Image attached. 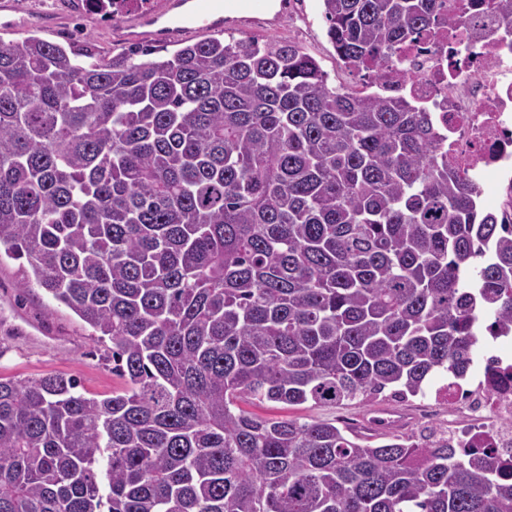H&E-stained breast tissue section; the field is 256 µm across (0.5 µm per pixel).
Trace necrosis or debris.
Segmentation results:
<instances>
[{"label":"necrosis or debris","instance_id":"1","mask_svg":"<svg viewBox=\"0 0 512 512\" xmlns=\"http://www.w3.org/2000/svg\"><path fill=\"white\" fill-rule=\"evenodd\" d=\"M403 64L404 72L387 67L367 79L366 90L436 113L449 159L479 186L493 185L494 210L512 215V34L496 26L473 42L465 26L442 24L408 43ZM476 366L434 399L448 406L451 445L480 442L511 469L512 330H494Z\"/></svg>","mask_w":512,"mask_h":512}]
</instances>
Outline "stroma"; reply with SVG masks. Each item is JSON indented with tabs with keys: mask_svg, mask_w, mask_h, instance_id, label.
<instances>
[{
	"mask_svg": "<svg viewBox=\"0 0 512 512\" xmlns=\"http://www.w3.org/2000/svg\"><path fill=\"white\" fill-rule=\"evenodd\" d=\"M278 22L262 23L257 15L234 16L224 21L225 41L272 39L298 44L316 58L331 84L361 89L363 80L352 69L340 66L326 36V22L320 0H281ZM34 35L49 41L81 44L94 41L101 50L122 52L135 45L152 44L176 51L186 43L201 40V33L178 31L161 38L154 27L144 25L137 6L104 17L97 12L71 10L67 0H12L11 20L0 22V38L10 40ZM17 260L0 259V378L37 379L50 374L77 376L83 389L108 394L122 388L112 373V357L69 309L54 302L37 285H19ZM267 418H300L339 421L360 430L370 428L375 417L397 413L405 417L403 434H419L428 427L441 428L448 421V408L432 404L429 397L387 399L370 405L356 401L340 407H317L306 403L289 407L265 403L257 409Z\"/></svg>",
	"mask_w": 512,
	"mask_h": 512,
	"instance_id": "35a3bbf8",
	"label": "stroma"
}]
</instances>
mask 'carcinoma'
Wrapping results in <instances>:
<instances>
[{
  "label": "carcinoma",
  "instance_id": "carcinoma-1",
  "mask_svg": "<svg viewBox=\"0 0 512 512\" xmlns=\"http://www.w3.org/2000/svg\"><path fill=\"white\" fill-rule=\"evenodd\" d=\"M359 72L444 0H321ZM512 26V0L468 20ZM110 55L0 39V249L112 344L124 387L0 378V512H512L491 452L244 403H369L459 379L512 328V229L432 113L332 86L285 41ZM158 55L138 62V55Z\"/></svg>",
  "mask_w": 512,
  "mask_h": 512
}]
</instances>
